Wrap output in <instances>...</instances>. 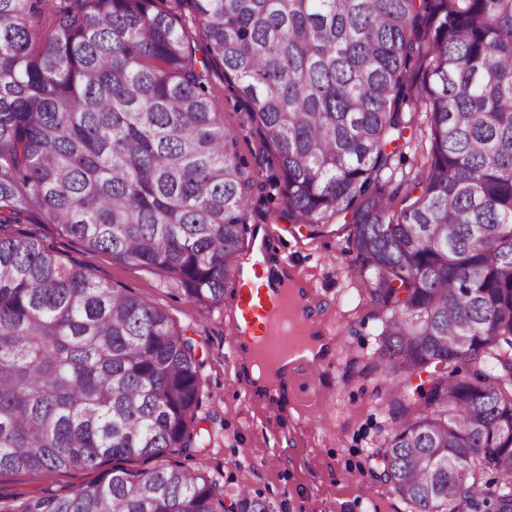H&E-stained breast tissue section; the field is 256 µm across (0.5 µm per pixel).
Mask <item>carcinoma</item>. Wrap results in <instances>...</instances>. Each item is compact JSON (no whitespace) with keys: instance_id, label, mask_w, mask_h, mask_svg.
Segmentation results:
<instances>
[{"instance_id":"carcinoma-1","label":"carcinoma","mask_w":512,"mask_h":512,"mask_svg":"<svg viewBox=\"0 0 512 512\" xmlns=\"http://www.w3.org/2000/svg\"><path fill=\"white\" fill-rule=\"evenodd\" d=\"M219 62L279 170L273 219L347 221L386 308L374 366L407 377L378 479L414 512H512V0H0V474L195 447L194 344L23 225L57 224L203 310L222 300L264 186L213 108ZM419 104L427 173L396 213L387 146ZM237 508L269 512L247 490ZM0 512L226 505L162 464L0 495Z\"/></svg>"}]
</instances>
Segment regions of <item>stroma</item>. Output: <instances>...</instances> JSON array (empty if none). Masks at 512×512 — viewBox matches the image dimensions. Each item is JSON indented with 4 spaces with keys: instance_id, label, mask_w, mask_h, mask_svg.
I'll return each mask as SVG.
<instances>
[{
    "instance_id": "obj_1",
    "label": "stroma",
    "mask_w": 512,
    "mask_h": 512,
    "mask_svg": "<svg viewBox=\"0 0 512 512\" xmlns=\"http://www.w3.org/2000/svg\"><path fill=\"white\" fill-rule=\"evenodd\" d=\"M210 85L213 107L237 137L247 171L260 181H272L277 170L269 163L257 164L259 139L248 128L243 103L222 69L211 72ZM274 211L266 199L253 200L240 258L249 259L255 230H264L276 244V261L288 262L298 274L310 296L312 319L325 327L329 341L316 372L303 368L291 375L283 404L259 396L240 373L239 347L227 327L238 297V276H231L223 300L203 311L142 267L87 250L59 225L38 224L34 230L61 259L82 261L98 279L132 289L163 309L195 344L201 362L198 416L203 440L195 451L176 452L169 459L203 471L223 491L225 503L236 502L246 489L265 500L269 512H411L373 475L372 452L390 429L383 411L387 384L370 364L385 310L353 272L349 227L340 223L313 236L307 228L274 220ZM97 476L94 470L49 477L4 473L0 493L27 497L48 486L66 493Z\"/></svg>"
}]
</instances>
